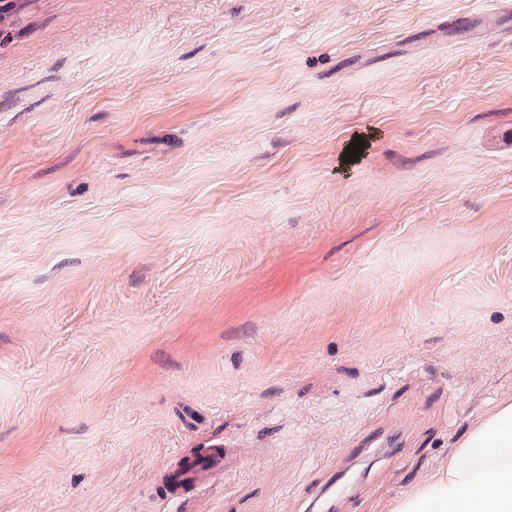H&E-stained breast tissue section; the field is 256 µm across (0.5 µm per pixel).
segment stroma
I'll return each mask as SVG.
<instances>
[{
    "instance_id": "1",
    "label": "stroma",
    "mask_w": 512,
    "mask_h": 512,
    "mask_svg": "<svg viewBox=\"0 0 512 512\" xmlns=\"http://www.w3.org/2000/svg\"><path fill=\"white\" fill-rule=\"evenodd\" d=\"M498 0H37L0 46V512H391L512 397ZM364 147L347 161L354 140ZM510 15H512V2L510 0L499 1L497 12L492 17H489L483 20L482 22H479L474 27H472V22H470V20H466L465 26L467 30L464 32L465 37H467L469 31L474 33L479 29L493 31L504 29L501 25V22L503 19L508 18ZM402 439L399 434L380 431L371 438H366L353 443V448H347L350 460H360L368 454L369 448H386L389 452L401 446ZM221 475H224V449L217 446L210 449L201 460L194 459L186 464L175 474L173 482L196 489Z\"/></svg>"
}]
</instances>
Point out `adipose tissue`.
<instances>
[{
	"label": "adipose tissue",
	"mask_w": 512,
	"mask_h": 512,
	"mask_svg": "<svg viewBox=\"0 0 512 512\" xmlns=\"http://www.w3.org/2000/svg\"><path fill=\"white\" fill-rule=\"evenodd\" d=\"M392 512H512V398L499 400L434 477Z\"/></svg>",
	"instance_id": "ef3b65f1"
}]
</instances>
